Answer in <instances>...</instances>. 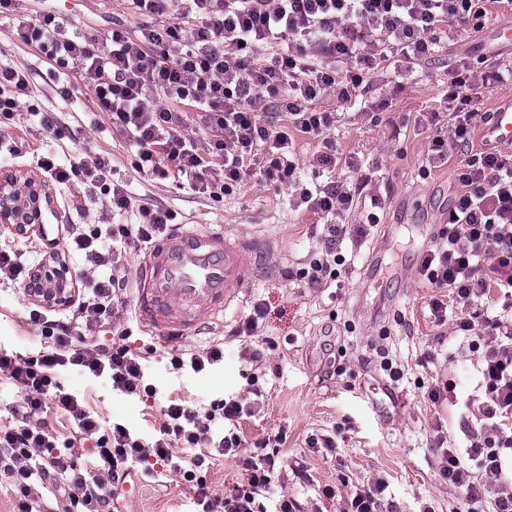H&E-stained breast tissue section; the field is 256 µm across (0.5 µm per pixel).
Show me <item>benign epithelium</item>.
Instances as JSON below:
<instances>
[{
	"label": "benign epithelium",
	"instance_id": "obj_1",
	"mask_svg": "<svg viewBox=\"0 0 512 512\" xmlns=\"http://www.w3.org/2000/svg\"><path fill=\"white\" fill-rule=\"evenodd\" d=\"M52 205L50 188L39 177L22 179L10 172L0 174V234L43 229L42 210ZM73 288L69 267L59 262L34 276L30 293L49 304L63 305L70 301Z\"/></svg>",
	"mask_w": 512,
	"mask_h": 512
}]
</instances>
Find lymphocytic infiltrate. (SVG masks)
<instances>
[{"label":"lymphocytic infiltrate","mask_w":512,"mask_h":512,"mask_svg":"<svg viewBox=\"0 0 512 512\" xmlns=\"http://www.w3.org/2000/svg\"><path fill=\"white\" fill-rule=\"evenodd\" d=\"M483 0H132L139 14L167 18V25L129 34L113 28L107 50L85 36H67L64 19L53 13L18 19L19 40L60 71L75 74L90 88L109 121L137 148L138 169L167 160L190 180L195 192L233 194L251 177L287 188L295 208L312 210L327 222L317 250L297 277L320 288L336 280L345 264L343 243L358 245L376 224H346L360 192L344 184L309 186L301 175L295 133L324 138L315 170L335 171L336 145L326 135L335 113L316 101H341L364 94L383 62L407 66L437 53L436 33L450 22L479 24ZM512 82V66L476 73L458 65L451 74L447 115L434 112L432 125L447 121L449 135H435L431 158L448 157L449 142L467 145L481 112V84ZM27 68L0 66V120L12 119L29 97ZM197 112L205 137L186 134V108ZM58 185L98 192L113 213L137 214V228L125 224H74L65 237L69 255L79 256L86 273L69 315L36 306L29 320L41 330L40 351L29 357L0 354V373L17 388L19 401L0 424V474L15 494V512H34L43 489L55 487L84 512H112L118 485L130 463L143 476L164 471L202 488V473L222 458L237 459L247 485L224 496L202 493L201 512H298L295 500L277 488L269 440L246 450L239 433L250 405L227 397L192 406L167 396L164 420L144 438L120 423L92 414L83 397L61 383L59 373L76 368L108 377L113 391L128 397L152 393L143 356L126 344L90 343L111 324L130 293L127 246L151 245L174 224L176 213L145 205L113 183L108 159L40 161ZM420 278L435 294L429 310L435 322L455 317V329L477 352V399L466 406L462 429L466 450L450 447L442 422H435L439 476L465 493L467 512L490 505L512 512V152L486 151L465 157L448 221L420 257ZM73 422L76 440L90 443L91 467H80L57 449V436L44 417L49 407Z\"/></svg>","instance_id":"lymphocytic-infiltrate-1"}]
</instances>
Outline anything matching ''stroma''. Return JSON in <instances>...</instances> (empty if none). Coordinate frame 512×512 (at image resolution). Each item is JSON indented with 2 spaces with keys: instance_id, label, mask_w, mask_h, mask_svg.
<instances>
[{
  "instance_id": "1",
  "label": "stroma",
  "mask_w": 512,
  "mask_h": 512,
  "mask_svg": "<svg viewBox=\"0 0 512 512\" xmlns=\"http://www.w3.org/2000/svg\"><path fill=\"white\" fill-rule=\"evenodd\" d=\"M29 14L53 12L67 21L69 34L96 39L105 45L114 24L137 32L146 19L130 0H19ZM481 30L451 24L443 46L432 59L414 66L388 68L367 98L387 101L377 117L362 104L319 99L316 107L336 115L330 136L341 163L333 181L386 185L388 202L380 222L357 250L354 261L340 266L336 284L310 288L291 278L316 250L315 226L320 217L311 210H293L284 191L248 180L241 190L219 199L195 193L185 177L170 170L154 174L136 169V151L125 133L110 124L93 94L80 89L71 100L59 95L74 77L55 71L34 49L14 35L13 21L0 17V64L23 65L31 71L32 102L58 116L55 130L42 128L36 116L16 113L0 124V139L13 143L14 153L0 155V169L19 175L39 174V153L109 158L112 178L135 197L160 203L177 213L184 224H232L250 236L269 235L281 246L277 263L256 264L254 276L238 304L224 314L223 323L199 335L161 342L145 332L133 302L120 307L110 330L97 342L108 344L114 332H128L127 343L148 359V377L159 394L129 398L112 389L106 378L75 370L62 373L63 385L87 399L106 421L122 423L150 434L162 420L163 394L173 390L200 405L227 396L249 398L246 373L251 370L241 352L248 347L264 353L259 379L262 392L253 416L241 423L245 447L276 434L281 489L295 499L300 512H343L356 487L383 479L386 501L395 512H463L462 493L442 481L434 465L432 426L437 411L424 397L435 380L455 384L457 404L448 436L466 445L457 417L474 398L475 356L455 357L460 338L454 321L432 322L427 306L433 291L419 278L417 266L423 234H434L448 218L462 151L448 146L441 167L428 166L433 131L419 121L423 112H440L448 94L449 71L466 62L479 73L494 63L512 64V45L498 39L496 28L512 23V10L493 5ZM54 205L45 212L49 236L64 240L69 224H109L113 218L101 197L82 187L53 188ZM381 255L369 271L371 253ZM35 297L18 283L0 280V349L29 355L40 341V330L28 321ZM262 303L266 315L252 336L235 330ZM224 344V361L199 374L174 375L172 349H199ZM388 350L404 367L402 381L391 382L379 368L380 350ZM334 438L332 448H312V436ZM195 492L172 476L150 479L141 499H124L125 512H194Z\"/></svg>"
}]
</instances>
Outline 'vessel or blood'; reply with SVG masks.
<instances>
[{
	"label": "vessel or blood",
	"instance_id": "obj_1",
	"mask_svg": "<svg viewBox=\"0 0 512 512\" xmlns=\"http://www.w3.org/2000/svg\"><path fill=\"white\" fill-rule=\"evenodd\" d=\"M478 138L487 147L512 143L511 99L480 124ZM251 253L272 255V244L262 236H241L228 224L178 225L141 261L135 286L141 327L178 339L219 322L249 283L246 258Z\"/></svg>",
	"mask_w": 512,
	"mask_h": 512
}]
</instances>
